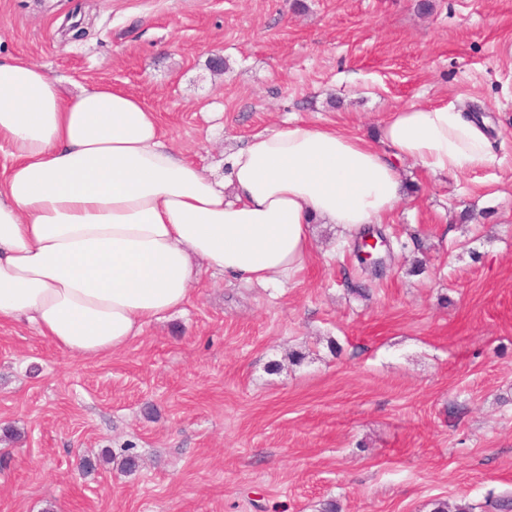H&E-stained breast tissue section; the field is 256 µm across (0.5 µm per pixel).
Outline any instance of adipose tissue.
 Instances as JSON below:
<instances>
[{
  "mask_svg": "<svg viewBox=\"0 0 512 512\" xmlns=\"http://www.w3.org/2000/svg\"><path fill=\"white\" fill-rule=\"evenodd\" d=\"M0 322L73 356L107 355L188 304L201 267L293 281L313 223L354 233L401 200L399 159L427 173L495 163L482 120L454 105L392 112L376 137L292 123L203 174L156 113L98 83L64 94L23 55L0 59Z\"/></svg>",
  "mask_w": 512,
  "mask_h": 512,
  "instance_id": "obj_1",
  "label": "adipose tissue"
}]
</instances>
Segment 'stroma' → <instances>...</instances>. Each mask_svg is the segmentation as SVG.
I'll return each mask as SVG.
<instances>
[{
	"mask_svg": "<svg viewBox=\"0 0 512 512\" xmlns=\"http://www.w3.org/2000/svg\"><path fill=\"white\" fill-rule=\"evenodd\" d=\"M18 54L141 97L207 174L260 131L372 135L439 102L478 106L497 162L400 161L378 276L316 224L294 283L204 271L110 355L1 322L0 512H489L512 491V0H0V57Z\"/></svg>",
	"mask_w": 512,
	"mask_h": 512,
	"instance_id": "stroma-1",
	"label": "stroma"
}]
</instances>
